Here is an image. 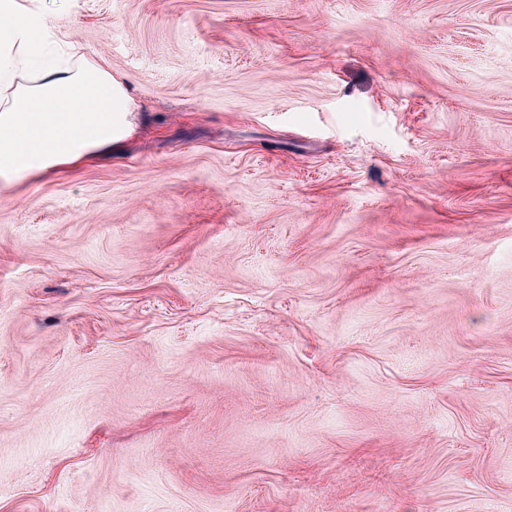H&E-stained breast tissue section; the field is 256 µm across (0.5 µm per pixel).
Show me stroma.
I'll list each match as a JSON object with an SVG mask.
<instances>
[{"instance_id": "1", "label": "stroma", "mask_w": 512, "mask_h": 512, "mask_svg": "<svg viewBox=\"0 0 512 512\" xmlns=\"http://www.w3.org/2000/svg\"><path fill=\"white\" fill-rule=\"evenodd\" d=\"M133 134L0 184V512H512V0H36Z\"/></svg>"}]
</instances>
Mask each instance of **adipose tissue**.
<instances>
[{"instance_id": "1", "label": "adipose tissue", "mask_w": 512, "mask_h": 512, "mask_svg": "<svg viewBox=\"0 0 512 512\" xmlns=\"http://www.w3.org/2000/svg\"><path fill=\"white\" fill-rule=\"evenodd\" d=\"M56 40L34 0H0V178L81 163L129 132L107 63L55 57Z\"/></svg>"}]
</instances>
